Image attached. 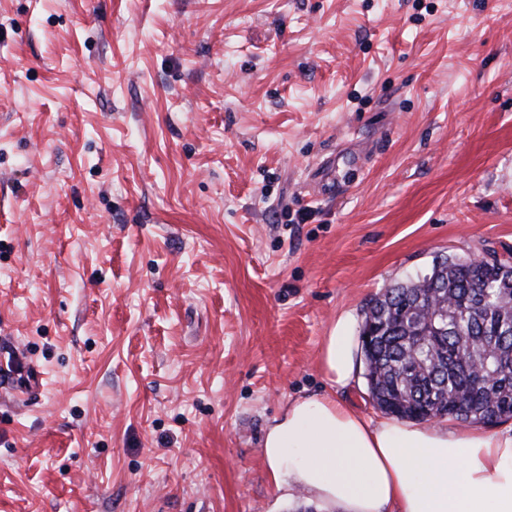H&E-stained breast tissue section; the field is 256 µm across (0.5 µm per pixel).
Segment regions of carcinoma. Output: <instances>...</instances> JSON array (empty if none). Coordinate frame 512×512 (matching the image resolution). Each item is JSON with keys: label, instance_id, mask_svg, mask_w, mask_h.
Returning a JSON list of instances; mask_svg holds the SVG:
<instances>
[{"label": "carcinoma", "instance_id": "1", "mask_svg": "<svg viewBox=\"0 0 512 512\" xmlns=\"http://www.w3.org/2000/svg\"><path fill=\"white\" fill-rule=\"evenodd\" d=\"M369 397L384 413L469 425L512 419V262L448 255L363 311Z\"/></svg>", "mask_w": 512, "mask_h": 512}]
</instances>
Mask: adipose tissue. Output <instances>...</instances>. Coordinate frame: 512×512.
Instances as JSON below:
<instances>
[{
  "mask_svg": "<svg viewBox=\"0 0 512 512\" xmlns=\"http://www.w3.org/2000/svg\"><path fill=\"white\" fill-rule=\"evenodd\" d=\"M350 322L340 317L322 346L334 388L353 378ZM262 455L282 497L304 493L323 512H512V431L374 422L322 395L290 402Z\"/></svg>",
  "mask_w": 512,
  "mask_h": 512,
  "instance_id": "adipose-tissue-1",
  "label": "adipose tissue"
}]
</instances>
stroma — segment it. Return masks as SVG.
<instances>
[{
  "mask_svg": "<svg viewBox=\"0 0 512 512\" xmlns=\"http://www.w3.org/2000/svg\"><path fill=\"white\" fill-rule=\"evenodd\" d=\"M492 252L512 0H0V512H310L337 318Z\"/></svg>",
  "mask_w": 512,
  "mask_h": 512,
  "instance_id": "1",
  "label": "stroma"
}]
</instances>
